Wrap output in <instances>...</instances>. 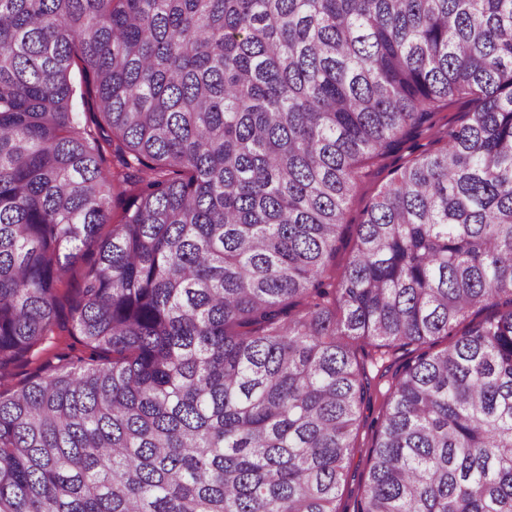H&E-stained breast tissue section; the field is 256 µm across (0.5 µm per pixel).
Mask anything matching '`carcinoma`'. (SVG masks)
<instances>
[{
  "mask_svg": "<svg viewBox=\"0 0 512 512\" xmlns=\"http://www.w3.org/2000/svg\"><path fill=\"white\" fill-rule=\"evenodd\" d=\"M64 333L0 512H338L384 381L357 512H512V0H0V368ZM434 139L429 133L408 138L399 143L382 159L374 164L368 163L366 165L368 175L348 201L347 224L344 226L342 241L338 243L336 251V272L342 269L349 257L355 238L356 224H359L365 207L388 182L391 171L417 154L418 149L435 148L437 145H435Z\"/></svg>",
  "mask_w": 512,
  "mask_h": 512,
  "instance_id": "cac0c4a2",
  "label": "carcinoma"
}]
</instances>
